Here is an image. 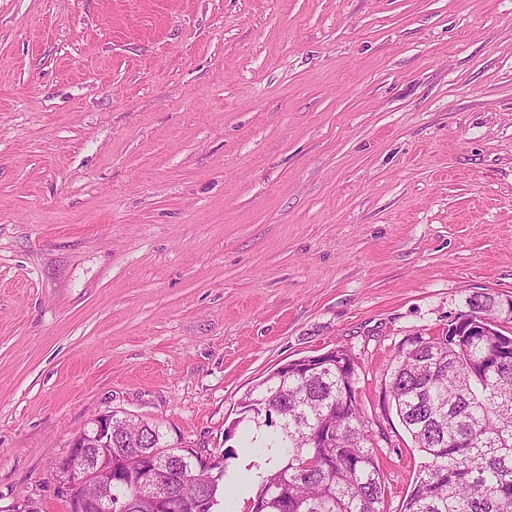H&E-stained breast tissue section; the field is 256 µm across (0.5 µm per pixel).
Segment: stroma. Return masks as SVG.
Here are the masks:
<instances>
[{
  "label": "stroma",
  "mask_w": 512,
  "mask_h": 512,
  "mask_svg": "<svg viewBox=\"0 0 512 512\" xmlns=\"http://www.w3.org/2000/svg\"><path fill=\"white\" fill-rule=\"evenodd\" d=\"M512 297V0H0V512L114 411L234 449L242 394Z\"/></svg>",
  "instance_id": "stroma-1"
}]
</instances>
